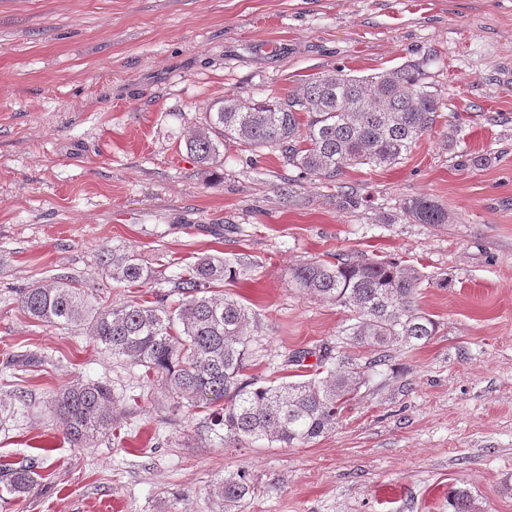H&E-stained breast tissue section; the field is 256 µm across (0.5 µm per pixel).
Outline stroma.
<instances>
[{
	"label": "stroma",
	"mask_w": 512,
	"mask_h": 512,
	"mask_svg": "<svg viewBox=\"0 0 512 512\" xmlns=\"http://www.w3.org/2000/svg\"><path fill=\"white\" fill-rule=\"evenodd\" d=\"M425 60L442 116L400 161L281 189L279 152L185 147L224 96L284 95L320 73L373 76ZM0 463L40 456L38 486L0 512H219L213 482L247 470L242 512H512V0H0ZM350 193L355 205L341 207ZM425 197L444 224H414ZM129 246L176 271L247 257L225 292L262 322L248 373L265 385L303 367L287 354L336 338L349 311L298 293L312 259L390 257L444 288L419 302L439 323L394 350L334 429L307 445L237 451L198 436L140 368L86 329L21 311L16 291L69 274L94 284ZM41 358L14 373L8 359ZM109 385L111 431L79 448L52 412L76 379ZM402 208L404 214L418 224H444L448 221L446 210L429 198L410 199Z\"/></svg>",
	"instance_id": "obj_1"
}]
</instances>
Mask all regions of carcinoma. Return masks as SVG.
<instances>
[{
    "label": "carcinoma",
    "instance_id": "1",
    "mask_svg": "<svg viewBox=\"0 0 512 512\" xmlns=\"http://www.w3.org/2000/svg\"><path fill=\"white\" fill-rule=\"evenodd\" d=\"M441 102L426 82L424 64L408 61L370 78L327 73L314 76L284 97L245 100L236 94L212 103L205 125L187 138V151L203 167L218 161L219 146L235 144L258 156L277 149L297 177L326 183L348 166L396 164L439 117ZM418 224H446L448 213L421 197L403 205ZM248 261L230 263L219 255L196 257L176 274L144 263L135 251L114 249L103 260L105 280L152 298L101 306L80 281L59 275L20 289V308L52 327L84 326L112 355L121 357L161 385L176 403L207 414L200 429L226 448L269 444L305 445L335 428L345 409L367 384L371 372L387 365L389 351L421 346L438 322L417 301L424 275L387 259L336 257L309 260L289 271L296 290L351 312L334 341L293 353L287 362L303 365L313 356L306 380L263 385L246 374L253 355L251 335L259 314L218 285L236 280ZM369 357L358 364L350 349ZM54 412L79 448H89L112 428L111 389L100 381L77 380L54 400ZM38 458L0 465V493L29 495L37 486ZM245 470L213 483L212 495L232 509L254 494ZM454 512H470V495L452 490Z\"/></svg>",
    "mask_w": 512,
    "mask_h": 512
}]
</instances>
